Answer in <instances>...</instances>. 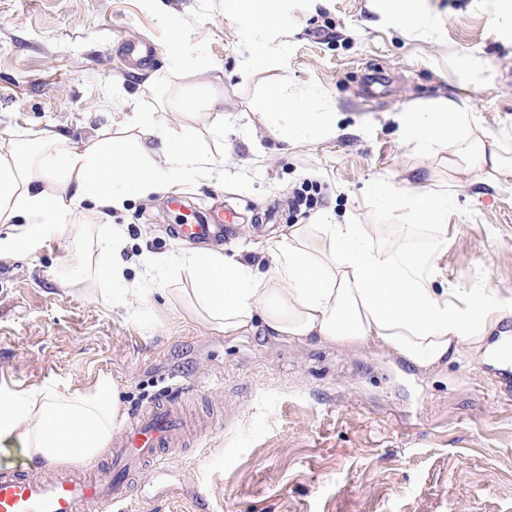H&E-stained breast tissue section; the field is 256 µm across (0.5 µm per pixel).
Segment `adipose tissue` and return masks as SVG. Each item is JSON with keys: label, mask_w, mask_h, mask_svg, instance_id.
<instances>
[{"label": "adipose tissue", "mask_w": 512, "mask_h": 512, "mask_svg": "<svg viewBox=\"0 0 512 512\" xmlns=\"http://www.w3.org/2000/svg\"><path fill=\"white\" fill-rule=\"evenodd\" d=\"M397 121L415 150L430 154L444 143L488 179L512 175L497 137H473L465 104L443 99ZM141 133L133 151L109 139L73 147L48 129L31 131L27 151L0 137V222L26 227L14 236V250H24L28 235L75 221L85 203L118 209L128 195L176 186L190 166L206 163L189 143L157 136L152 120L143 121ZM143 155L160 165L143 166ZM402 206L415 224L381 240L363 224L292 225L263 274L220 252L187 254L180 261L191 282L183 310L228 335L260 327L298 343L374 346L424 370L498 355L512 338L487 336L508 313L494 290L458 300L452 289L434 285L435 259L448 242L447 199L411 188ZM124 420L118 388L106 375L66 395H0V440L19 446L36 470L99 459Z\"/></svg>", "instance_id": "obj_1"}]
</instances>
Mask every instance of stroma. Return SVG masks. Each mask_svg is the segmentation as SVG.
<instances>
[{
    "label": "stroma",
    "mask_w": 512,
    "mask_h": 512,
    "mask_svg": "<svg viewBox=\"0 0 512 512\" xmlns=\"http://www.w3.org/2000/svg\"><path fill=\"white\" fill-rule=\"evenodd\" d=\"M499 0H418L438 32L405 30L380 0H288L272 42L247 34L229 0H0V136L45 128L80 144L115 134L127 146L151 116L208 160L179 185L120 209L57 224L20 253H0V392L65 395L100 374L127 416L169 388L213 427L165 469L131 481L126 512H512V371L483 360L431 372L395 353L293 344L256 329L227 336L176 314L186 244L172 229L220 207L233 232L211 250L267 269L293 224H367L396 233L398 199L417 185L448 197V246L436 259L457 298L497 289L512 300V176L488 182L416 152L400 111L465 102L475 135L512 163V34ZM154 44L135 68L122 54ZM254 65H246V58ZM281 92L318 104L327 125L288 135ZM220 96L216 112L181 97ZM120 228L121 278L87 276L108 262L97 241ZM73 280L70 288L61 287ZM116 288H144L134 310Z\"/></svg>",
    "instance_id": "1"
}]
</instances>
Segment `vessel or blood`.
<instances>
[{
  "instance_id": "b4317fda",
  "label": "vessel or blood",
  "mask_w": 512,
  "mask_h": 512,
  "mask_svg": "<svg viewBox=\"0 0 512 512\" xmlns=\"http://www.w3.org/2000/svg\"><path fill=\"white\" fill-rule=\"evenodd\" d=\"M223 230L224 212L215 208L197 223L178 225L176 237L182 242L206 243ZM196 429V421L180 410L176 398L154 400L114 439L107 468L94 473L85 468L64 469L44 479L30 478L21 471L0 477V512H90L99 504L121 512L131 474L164 463L170 451L183 447Z\"/></svg>"
}]
</instances>
